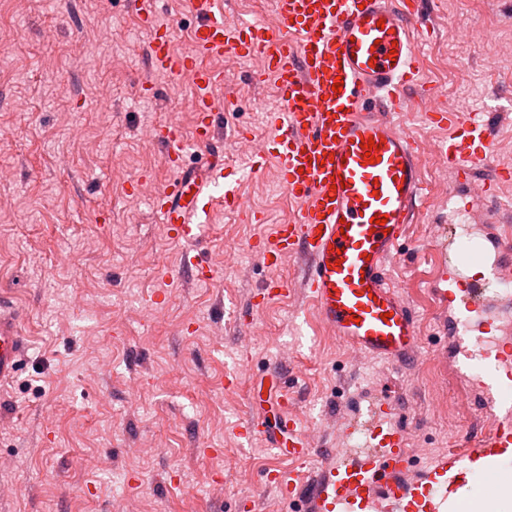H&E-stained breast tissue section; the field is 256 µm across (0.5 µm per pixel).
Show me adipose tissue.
Masks as SVG:
<instances>
[{
  "mask_svg": "<svg viewBox=\"0 0 512 512\" xmlns=\"http://www.w3.org/2000/svg\"><path fill=\"white\" fill-rule=\"evenodd\" d=\"M448 507L450 512H512V468L506 459L457 473Z\"/></svg>",
  "mask_w": 512,
  "mask_h": 512,
  "instance_id": "obj_1",
  "label": "adipose tissue"
}]
</instances>
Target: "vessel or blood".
Listing matches in <instances>:
<instances>
[{
	"instance_id": "b4317fda",
	"label": "vessel or blood",
	"mask_w": 512,
	"mask_h": 512,
	"mask_svg": "<svg viewBox=\"0 0 512 512\" xmlns=\"http://www.w3.org/2000/svg\"><path fill=\"white\" fill-rule=\"evenodd\" d=\"M189 5L198 20L193 53L177 54L171 27L156 23L148 57L154 69L188 78L197 146L213 143L222 118L212 96L221 76L206 59L228 51L260 57L281 103L271 117L268 151L281 185L301 207L263 238V255L274 264L285 255L304 256V289L323 325L357 354L396 370L410 365L420 343L416 315L386 266L422 197L420 152L389 116L407 108L400 89L418 73L419 0H276V23L264 28L228 25L222 0ZM338 79L343 85L336 92ZM464 125V136L441 157L461 184L448 202L466 216L474 198L464 186L487 166L492 142L487 121L471 118ZM151 134L167 146L173 172L153 196L156 212L173 240L200 246L208 207L217 199L239 206L237 187L215 157L200 173H188L174 125L153 127ZM367 138L379 157L373 164ZM429 292L448 315L447 339L459 354L456 374L480 396L491 425L439 453L408 483L413 459L393 420L392 395L369 404L368 423L347 419L344 435L364 436L365 444L341 459L315 447L294 404L280 395L268 443L289 461L311 464L312 472L302 484L273 467L262 482L279 488L291 512H446L453 472L512 453V405L500 399L501 391L512 389V341L492 334L512 317V226L494 217L480 235L466 236L457 257L439 265ZM24 353L15 316L0 305V382L18 373ZM476 362L494 367L498 382L473 373Z\"/></svg>"
}]
</instances>
